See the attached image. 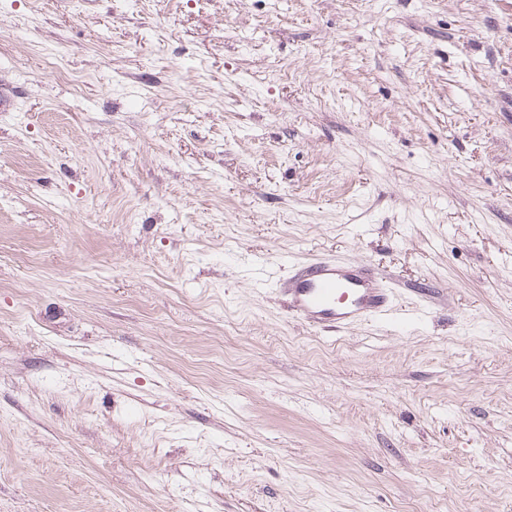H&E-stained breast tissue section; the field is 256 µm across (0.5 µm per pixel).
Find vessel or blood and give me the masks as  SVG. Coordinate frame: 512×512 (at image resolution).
<instances>
[{
  "instance_id": "vessel-or-blood-1",
  "label": "vessel or blood",
  "mask_w": 512,
  "mask_h": 512,
  "mask_svg": "<svg viewBox=\"0 0 512 512\" xmlns=\"http://www.w3.org/2000/svg\"><path fill=\"white\" fill-rule=\"evenodd\" d=\"M288 308L312 328L342 329L387 312L391 288L365 267L321 257L295 268Z\"/></svg>"
}]
</instances>
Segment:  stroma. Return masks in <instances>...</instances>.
<instances>
[{
  "instance_id": "35a3bbf8",
  "label": "stroma",
  "mask_w": 512,
  "mask_h": 512,
  "mask_svg": "<svg viewBox=\"0 0 512 512\" xmlns=\"http://www.w3.org/2000/svg\"><path fill=\"white\" fill-rule=\"evenodd\" d=\"M4 84L0 512H512V0H0ZM392 290L365 267L321 257L294 269L288 280V308L317 330L342 329L386 313Z\"/></svg>"
}]
</instances>
